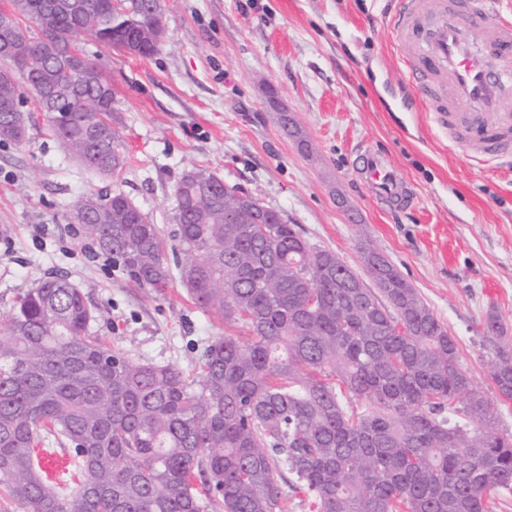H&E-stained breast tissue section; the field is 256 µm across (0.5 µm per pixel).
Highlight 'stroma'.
I'll return each mask as SVG.
<instances>
[{
	"label": "stroma",
	"mask_w": 512,
	"mask_h": 512,
	"mask_svg": "<svg viewBox=\"0 0 512 512\" xmlns=\"http://www.w3.org/2000/svg\"><path fill=\"white\" fill-rule=\"evenodd\" d=\"M166 34L148 58L82 42L112 82V126L126 163L103 178L69 157L33 103L26 140L0 144V318L53 274L79 285L110 346L191 369L190 343L227 333L179 282L137 287L93 255L70 216L85 196L118 189L171 237L184 171L215 172L283 211L310 242L360 268L369 243L454 336L458 363L493 395L483 323L512 338V156L487 158L410 96L406 53L388 25L393 0H163ZM288 114L298 128L280 123ZM367 145L415 196L381 208L352 168Z\"/></svg>",
	"instance_id": "obj_1"
}]
</instances>
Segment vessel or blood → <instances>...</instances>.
Listing matches in <instances>:
<instances>
[{"label": "vessel or blood", "mask_w": 512, "mask_h": 512, "mask_svg": "<svg viewBox=\"0 0 512 512\" xmlns=\"http://www.w3.org/2000/svg\"><path fill=\"white\" fill-rule=\"evenodd\" d=\"M492 14L488 0H397L390 26L416 87L401 110L431 112L439 126L462 128L486 155L498 157L512 153V88L502 79L512 71V23L493 21ZM355 163L377 202L411 201L384 156L363 146Z\"/></svg>", "instance_id": "b4317fda"}]
</instances>
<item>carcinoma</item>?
Wrapping results in <instances>:
<instances>
[{"instance_id":"carcinoma-1","label":"carcinoma","mask_w":512,"mask_h":512,"mask_svg":"<svg viewBox=\"0 0 512 512\" xmlns=\"http://www.w3.org/2000/svg\"><path fill=\"white\" fill-rule=\"evenodd\" d=\"M8 12L0 142L25 140L24 85L72 159L119 172L112 84L101 63L66 54L83 36L154 55L162 0H11ZM174 193L170 247L116 189L86 196L71 219L129 281L160 294L177 275L199 309L248 340L201 343L190 371L154 363L91 331L96 311L77 284L39 278L0 320V512H286V472L314 512H495L512 493V435L495 425L498 405L512 403V352L497 314L483 332L489 397L371 246L361 261L372 288L209 170L185 172ZM352 399L367 409L350 410ZM50 438L80 473L69 493L42 475L35 448Z\"/></svg>"}]
</instances>
